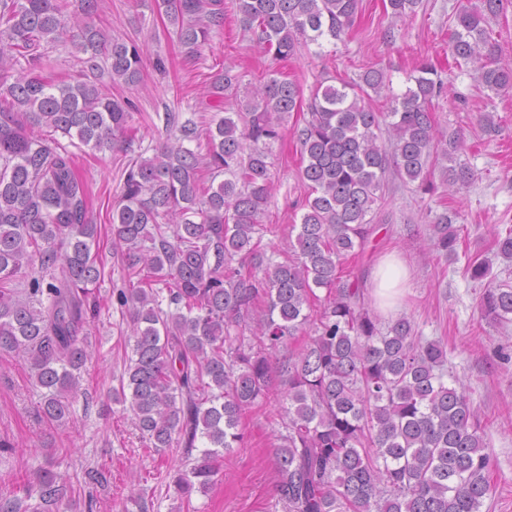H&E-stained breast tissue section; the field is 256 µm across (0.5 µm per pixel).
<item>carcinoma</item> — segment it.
Here are the masks:
<instances>
[{
	"instance_id": "cac0c4a2",
	"label": "carcinoma",
	"mask_w": 512,
	"mask_h": 512,
	"mask_svg": "<svg viewBox=\"0 0 512 512\" xmlns=\"http://www.w3.org/2000/svg\"><path fill=\"white\" fill-rule=\"evenodd\" d=\"M359 4L235 0L243 30L275 60L302 49L320 57L324 44L345 41ZM154 5L191 54L224 27L223 0ZM418 5L385 7L394 25ZM99 7L0 0V352L26 358L40 412L60 423L81 393L88 316L99 304L89 297L105 276L101 226L70 147L104 155L123 138L130 150L138 131L134 106L112 98L111 84L137 83L144 51L93 24ZM502 10L503 0H466L450 39L457 66L495 94L512 89V65L488 29ZM59 44L82 54L66 79L45 52ZM242 81L231 68L213 76L206 94L219 111L205 133L170 114L153 155L128 161L111 226L126 271L116 301L129 318L130 355L112 401L129 408L147 447L182 450L187 467L172 480L182 504L216 484L219 461L244 444L241 416L278 374L285 433L273 458L284 512H481L495 490L491 459L464 388L444 381V348L416 336L406 316L381 326L358 280L342 279L344 261L374 230L389 170L425 184L428 166L443 161L442 182L454 191L476 180L457 162L463 133L435 124L432 101L448 82L422 62L399 94L377 68L339 87L319 83L297 131L308 194L292 225L294 258L266 264L273 148L301 92L271 73L229 112ZM370 91L386 93L387 111L365 104ZM460 232L440 215L432 247L455 261ZM492 234L497 253L512 258V227ZM467 273L481 281L490 264L476 257ZM480 309L512 323V286L488 285ZM73 492L69 477L38 467L0 494V512H78Z\"/></svg>"
}]
</instances>
